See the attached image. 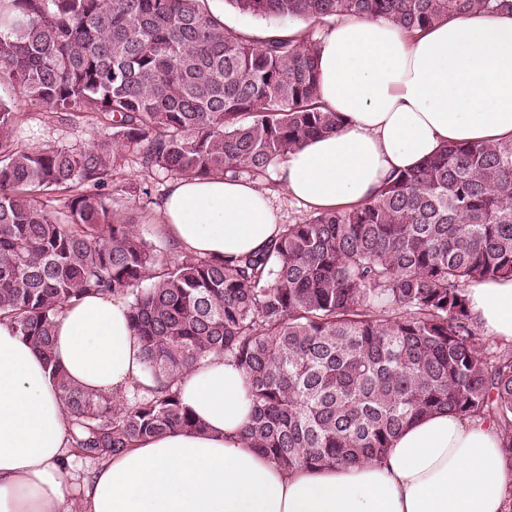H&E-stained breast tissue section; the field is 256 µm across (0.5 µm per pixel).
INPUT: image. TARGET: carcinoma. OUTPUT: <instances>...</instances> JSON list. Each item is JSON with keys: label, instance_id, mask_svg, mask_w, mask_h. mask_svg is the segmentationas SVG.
I'll use <instances>...</instances> for the list:
<instances>
[{"label": "carcinoma", "instance_id": "obj_1", "mask_svg": "<svg viewBox=\"0 0 512 512\" xmlns=\"http://www.w3.org/2000/svg\"><path fill=\"white\" fill-rule=\"evenodd\" d=\"M264 19L346 15L425 29L512 0H228ZM317 44L280 25L228 27L205 0H0V79L90 145L26 148L0 101V321L38 348L64 400L69 447L103 461L201 422L173 383L212 354L249 382L248 444L287 468L383 459L439 411L493 421L512 471V344L481 336L465 288L512 277V140L448 144L368 202L283 224L265 249L154 252L112 184L147 175L262 177L344 118L318 101ZM57 194L60 209L43 197ZM149 282L146 288L143 282ZM125 296L160 387L120 401L71 383L52 356L61 309Z\"/></svg>", "mask_w": 512, "mask_h": 512}]
</instances>
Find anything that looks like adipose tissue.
I'll return each mask as SVG.
<instances>
[{
  "mask_svg": "<svg viewBox=\"0 0 512 512\" xmlns=\"http://www.w3.org/2000/svg\"><path fill=\"white\" fill-rule=\"evenodd\" d=\"M319 98L344 123L279 167L289 196L327 209L373 198L396 172L447 144L512 139V14L443 20L409 33L347 17L319 38ZM191 255L231 259L268 246L279 216L266 191L221 176L173 181L154 216ZM474 322L512 343V279L466 289ZM118 296L91 295L56 320L53 355L80 388L147 392L142 347ZM245 374L213 355L177 383L206 425L108 457L82 478V512H512L500 433L442 412L403 430L387 456L354 467L284 469L249 447ZM64 402L43 354L0 322V512H71Z\"/></svg>",
  "mask_w": 512,
  "mask_h": 512,
  "instance_id": "obj_1",
  "label": "adipose tissue"
}]
</instances>
